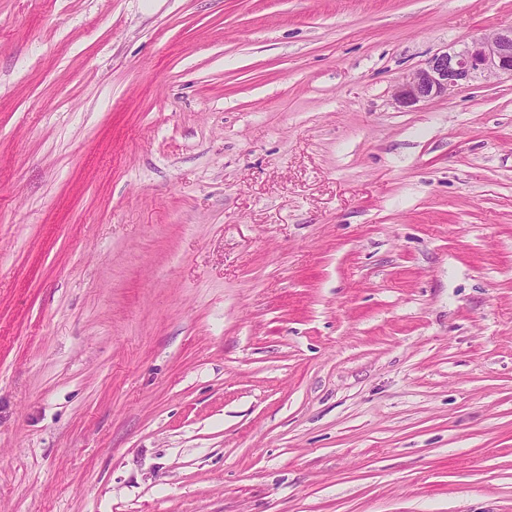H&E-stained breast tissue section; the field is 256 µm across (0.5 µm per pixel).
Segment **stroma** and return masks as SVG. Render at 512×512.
Segmentation results:
<instances>
[{
	"instance_id": "obj_1",
	"label": "stroma",
	"mask_w": 512,
	"mask_h": 512,
	"mask_svg": "<svg viewBox=\"0 0 512 512\" xmlns=\"http://www.w3.org/2000/svg\"><path fill=\"white\" fill-rule=\"evenodd\" d=\"M512 0H0V512H512ZM502 77L512 80V26L433 55L398 85L395 96L408 107L476 80Z\"/></svg>"
}]
</instances>
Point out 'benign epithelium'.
I'll return each instance as SVG.
<instances>
[{"label": "benign epithelium", "instance_id": "7a95c632", "mask_svg": "<svg viewBox=\"0 0 512 512\" xmlns=\"http://www.w3.org/2000/svg\"><path fill=\"white\" fill-rule=\"evenodd\" d=\"M512 79V27L472 37L433 55L397 87L403 106L446 95L476 80Z\"/></svg>", "mask_w": 512, "mask_h": 512}]
</instances>
